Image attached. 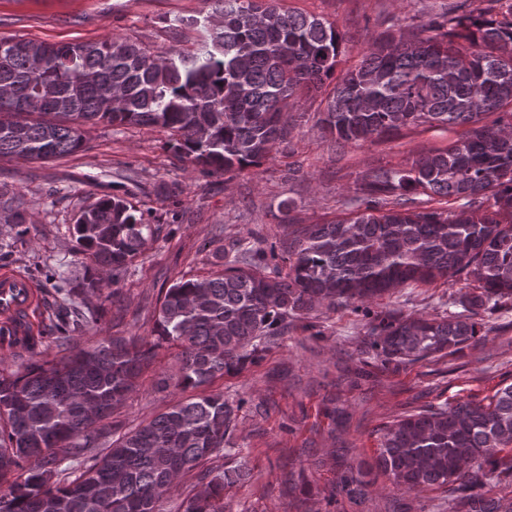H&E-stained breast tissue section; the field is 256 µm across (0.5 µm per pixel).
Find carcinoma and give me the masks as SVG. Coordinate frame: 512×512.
I'll use <instances>...</instances> for the list:
<instances>
[{"instance_id": "cac0c4a2", "label": "carcinoma", "mask_w": 512, "mask_h": 512, "mask_svg": "<svg viewBox=\"0 0 512 512\" xmlns=\"http://www.w3.org/2000/svg\"><path fill=\"white\" fill-rule=\"evenodd\" d=\"M171 28L200 32L192 51L159 55L126 37L50 43L0 38V156L47 161L85 149V126L159 127L175 156L234 177L290 142L289 101L331 87L320 123L338 147L410 127L467 131L411 162L356 182L349 219L308 224L263 250H231L224 268L161 293L158 341L105 336L80 346L54 336L21 374H0V512H158L175 483L195 478L183 512H224V490L251 477L202 465L228 443L237 408L206 387L255 364L288 318L320 305L364 312L368 349L386 363L461 355L483 315L512 302V0H448L407 36L389 29L338 74L342 35L275 0H212ZM415 194L427 196L417 205ZM457 208L448 210V205ZM0 210L26 223L23 202ZM150 225L121 196L80 212L73 234L89 263L70 294L99 295L125 272ZM464 274L480 286L433 316L366 305ZM178 349L162 380L191 395L113 437L108 420L153 368L161 343ZM512 382L487 403L460 397L397 417L367 468L341 465L326 505L373 503L375 472L397 491L441 490L448 512H512Z\"/></svg>"}]
</instances>
